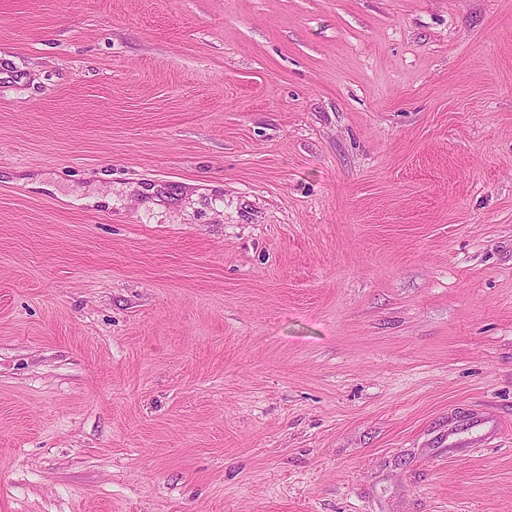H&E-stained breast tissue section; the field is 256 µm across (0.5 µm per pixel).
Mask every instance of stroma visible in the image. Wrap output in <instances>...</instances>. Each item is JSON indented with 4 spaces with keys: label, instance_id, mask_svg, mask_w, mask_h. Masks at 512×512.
Listing matches in <instances>:
<instances>
[{
    "label": "stroma",
    "instance_id": "35a3bbf8",
    "mask_svg": "<svg viewBox=\"0 0 512 512\" xmlns=\"http://www.w3.org/2000/svg\"><path fill=\"white\" fill-rule=\"evenodd\" d=\"M0 512H512V0H0Z\"/></svg>",
    "mask_w": 512,
    "mask_h": 512
}]
</instances>
